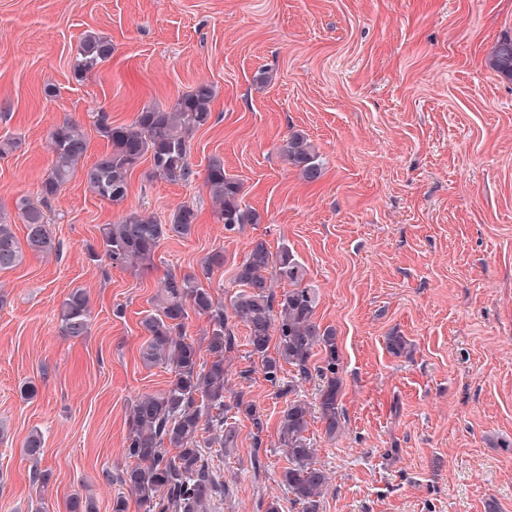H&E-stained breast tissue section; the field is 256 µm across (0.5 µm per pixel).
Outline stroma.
Wrapping results in <instances>:
<instances>
[{"mask_svg":"<svg viewBox=\"0 0 512 512\" xmlns=\"http://www.w3.org/2000/svg\"><path fill=\"white\" fill-rule=\"evenodd\" d=\"M92 31L112 56L79 79L71 61ZM507 34L512 0H0V140L17 143L0 157V213L17 238V202L36 200L57 122L83 126L89 165L106 149L94 112L128 123L199 82L215 91L211 125L191 137L198 179H153L142 162L116 207L75 175L47 213L60 256L0 272V512H68L76 494L112 512L120 487L102 472L125 462L131 400L171 379L139 358L160 279L220 248L212 288L229 298L257 240L292 248L336 330L346 428L333 441L309 428L330 477L319 512H512V82L485 62ZM294 131L322 157L317 183L278 151ZM213 156L261 217L243 232L212 216L200 174ZM184 204L198 224L162 242L153 269L89 259L101 225ZM75 288L92 322L71 341L57 314ZM396 334L407 355L389 352ZM232 386L263 413V445L243 418L235 447L212 449L225 494L208 512H264L275 497L295 512L277 483L283 401L257 372ZM35 431L51 475L40 505L23 453Z\"/></svg>","mask_w":512,"mask_h":512,"instance_id":"1","label":"stroma"}]
</instances>
